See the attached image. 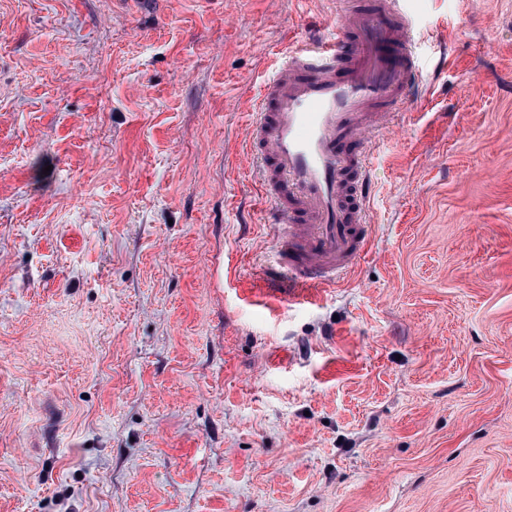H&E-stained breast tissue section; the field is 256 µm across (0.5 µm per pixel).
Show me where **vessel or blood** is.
<instances>
[{
  "label": "vessel or blood",
  "mask_w": 512,
  "mask_h": 512,
  "mask_svg": "<svg viewBox=\"0 0 512 512\" xmlns=\"http://www.w3.org/2000/svg\"><path fill=\"white\" fill-rule=\"evenodd\" d=\"M400 0H336L330 31L286 54L253 113L250 148L273 204L275 265L289 302L327 288L365 257L371 227L369 153L419 80Z\"/></svg>",
  "instance_id": "vessel-or-blood-1"
}]
</instances>
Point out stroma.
Wrapping results in <instances>:
<instances>
[{
	"mask_svg": "<svg viewBox=\"0 0 512 512\" xmlns=\"http://www.w3.org/2000/svg\"><path fill=\"white\" fill-rule=\"evenodd\" d=\"M370 251L271 279L250 112L335 0H0V512H512V0H403Z\"/></svg>",
	"mask_w": 512,
	"mask_h": 512,
	"instance_id": "stroma-1",
	"label": "stroma"
}]
</instances>
